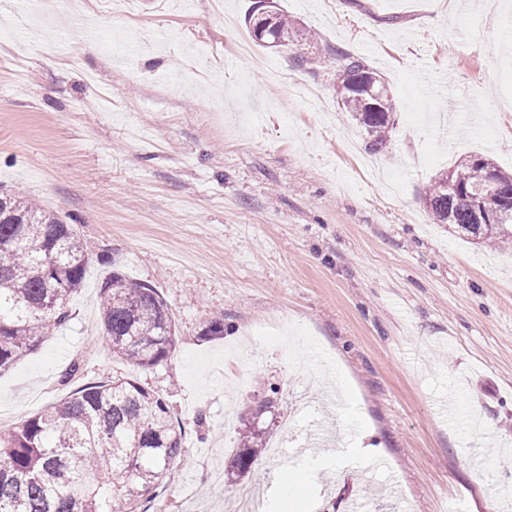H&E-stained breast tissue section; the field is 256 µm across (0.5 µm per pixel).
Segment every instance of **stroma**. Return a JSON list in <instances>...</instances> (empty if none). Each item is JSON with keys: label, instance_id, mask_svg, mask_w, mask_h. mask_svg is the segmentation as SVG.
Masks as SVG:
<instances>
[{"label": "stroma", "instance_id": "obj_1", "mask_svg": "<svg viewBox=\"0 0 512 512\" xmlns=\"http://www.w3.org/2000/svg\"><path fill=\"white\" fill-rule=\"evenodd\" d=\"M311 39L236 45L256 0H136L82 30L56 9L21 27L0 0V189L74 224L91 261L70 320L0 373V435L80 386L136 377L184 429L185 460L151 512H230L240 485L282 512V467H312L303 512H512V252L434 223L429 183L477 154L512 171V0H276ZM126 43L86 53L84 40ZM343 51L396 110L380 170L336 100ZM154 285L174 350L141 369L109 349L111 267ZM227 330L204 338L215 314ZM80 371L62 375L71 364ZM282 453L229 479L242 404ZM336 431L335 443L319 431ZM368 439L383 469L362 491ZM332 466L315 467L318 450Z\"/></svg>", "mask_w": 512, "mask_h": 512}]
</instances>
